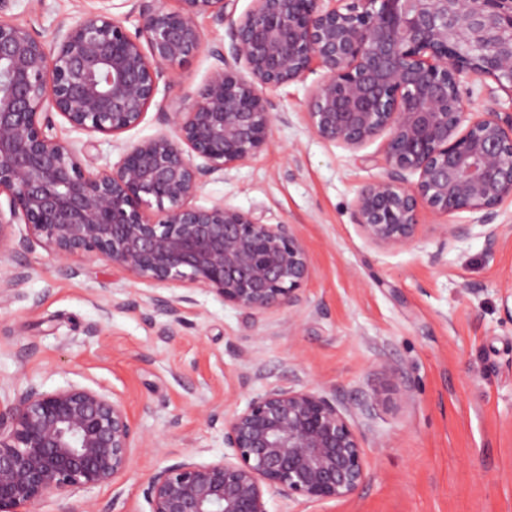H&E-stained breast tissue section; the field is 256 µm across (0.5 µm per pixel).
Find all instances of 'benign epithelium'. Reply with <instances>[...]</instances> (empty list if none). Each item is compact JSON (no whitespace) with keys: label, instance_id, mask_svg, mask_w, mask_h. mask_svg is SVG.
Instances as JSON below:
<instances>
[{"label":"benign epithelium","instance_id":"benign-epithelium-1","mask_svg":"<svg viewBox=\"0 0 512 512\" xmlns=\"http://www.w3.org/2000/svg\"><path fill=\"white\" fill-rule=\"evenodd\" d=\"M100 2L50 43L0 14V259L38 245L71 275L102 259L169 288L149 297L150 317L177 315L197 290L256 316L298 305L310 259L293 225L195 199L205 178L268 145L282 116L267 92L317 67L307 121L318 138L356 152L387 134L388 171L353 205L367 241L411 243L426 208L470 212L496 242L512 203V111L470 117L460 87L490 80L512 104V0H252L238 18L234 0H133V33ZM201 17L228 22L229 51L179 95L170 72L201 51ZM153 105L166 129L110 169L87 170L55 133L58 114L116 139ZM145 447L106 389L30 382L0 411V512L116 485ZM366 477L345 407L320 388H271L224 419L222 457L158 468L144 494L150 512H268L270 494L342 500Z\"/></svg>","mask_w":512,"mask_h":512}]
</instances>
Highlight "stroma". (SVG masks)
Segmentation results:
<instances>
[{"label": "stroma", "mask_w": 512, "mask_h": 512, "mask_svg": "<svg viewBox=\"0 0 512 512\" xmlns=\"http://www.w3.org/2000/svg\"><path fill=\"white\" fill-rule=\"evenodd\" d=\"M98 6L10 0L7 14L48 41ZM199 24L203 51L175 69L183 94L207 77L212 50L229 43L226 26L207 17ZM322 76L271 92L283 119L269 145L208 177L196 197L294 225L311 260L300 305L257 318L199 291L177 317L150 321L152 287L105 261L83 262L70 276L40 248L0 260V275L19 264L27 273L0 292V404L31 381L46 390L100 386L125 402L149 441L118 485L49 495L39 512H150L148 475L190 455L221 457L222 418L274 387H321L349 408L368 477L341 501L269 495V512H512V206L500 210L492 245L469 212L452 221L471 225L470 237L442 242L440 219L426 210L411 244H370L352 205L386 173L385 140L353 152L312 133L308 91ZM55 123L62 141L86 147L94 172L117 162L122 145L162 129L152 110L114 142ZM377 390L388 403L365 411Z\"/></svg>", "instance_id": "1"}]
</instances>
